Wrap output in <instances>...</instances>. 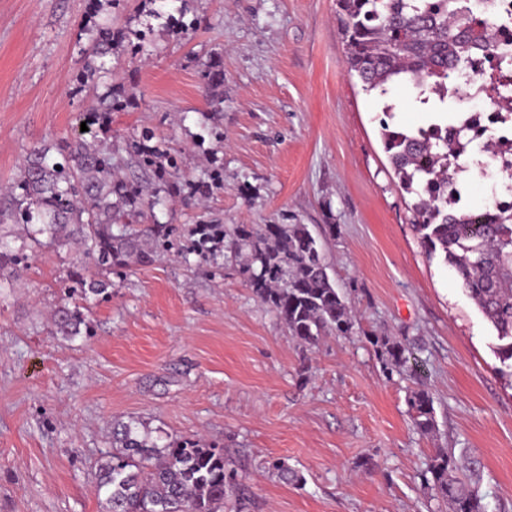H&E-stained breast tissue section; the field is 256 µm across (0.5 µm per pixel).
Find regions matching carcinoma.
<instances>
[{"label":"carcinoma","mask_w":512,"mask_h":512,"mask_svg":"<svg viewBox=\"0 0 512 512\" xmlns=\"http://www.w3.org/2000/svg\"><path fill=\"white\" fill-rule=\"evenodd\" d=\"M486 0H336V20L345 43V63L366 92L381 96L404 83L428 102L448 101V80L467 71L474 56L492 50L489 33L474 15ZM147 52L145 38L132 41L121 27L105 20L89 31L73 93L98 90L97 80L112 77V56ZM207 104H224L219 65L200 64ZM86 111V126L76 133L34 146L23 156L20 177L0 195V224L34 226L31 240L57 249L78 248L80 265L70 277L84 299L108 293L110 275L131 264L149 265L185 241L205 271H224L217 257L230 252L246 259L238 274L261 303L305 346L327 336H346L353 316L330 278L319 237L307 224H163L157 212L173 191L194 207L197 195L224 188V171L181 174L177 154L149 145L148 129L112 143V113L134 106L121 85L107 84ZM384 148L390 154L400 188L416 197L413 224L424 247L439 251L483 317L496 331L503 373L512 375V217L492 214L474 219L473 211L452 201L448 156L459 158L467 128L432 120L412 131L382 122ZM45 240H40V237ZM0 232V291L12 287L20 249ZM51 333L74 339L86 325L78 307L60 303L51 315ZM370 343L386 368L401 369L406 348L389 336ZM413 426L422 435L435 431L433 398L417 389L408 398ZM268 473L298 480L283 459ZM431 489L449 512H484L482 498L467 476H459L455 455L439 448L427 468ZM242 475L225 457L224 447L202 438L173 439L130 419L112 425V452L97 465L95 492L102 512H224L233 502L243 512Z\"/></svg>","instance_id":"obj_1"}]
</instances>
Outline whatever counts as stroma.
I'll return each instance as SVG.
<instances>
[{
  "instance_id": "obj_1",
  "label": "stroma",
  "mask_w": 512,
  "mask_h": 512,
  "mask_svg": "<svg viewBox=\"0 0 512 512\" xmlns=\"http://www.w3.org/2000/svg\"><path fill=\"white\" fill-rule=\"evenodd\" d=\"M119 25L152 54L113 59L138 105L112 137L150 128L181 168L224 167V187L195 208L170 198L161 221L332 224L329 274L355 314L347 336L314 347L289 336L224 257V275L176 256L135 266L86 303L89 335H51L47 319L77 262L27 244L0 300V512H100L93 486L112 422L135 418L175 437L223 444L249 512H448L424 480L435 449L476 463L485 512H512V379L494 331L413 225L381 137L423 123L404 85L366 93L343 63L336 0H188L191 35L122 0ZM86 0H0V187L23 155L79 128L91 95L70 92L87 44ZM221 52L223 143L197 141L206 104L200 60ZM407 347L388 372L370 339ZM424 387L436 430L420 435L407 400ZM284 458L293 484L265 472Z\"/></svg>"
}]
</instances>
